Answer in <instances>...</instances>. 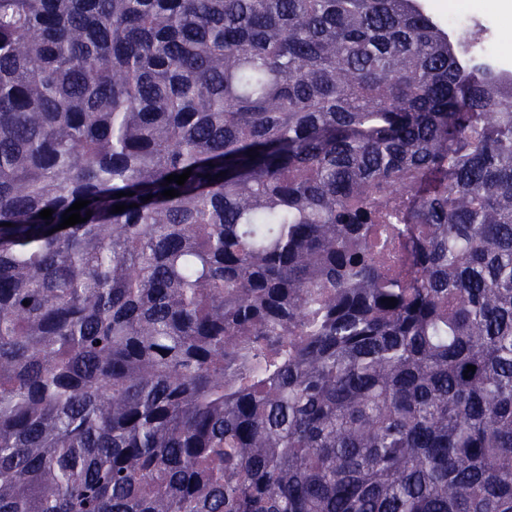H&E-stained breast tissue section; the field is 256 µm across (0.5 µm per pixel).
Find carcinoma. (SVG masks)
I'll list each match as a JSON object with an SVG mask.
<instances>
[{
  "label": "carcinoma",
  "mask_w": 512,
  "mask_h": 512,
  "mask_svg": "<svg viewBox=\"0 0 512 512\" xmlns=\"http://www.w3.org/2000/svg\"><path fill=\"white\" fill-rule=\"evenodd\" d=\"M0 512H512V77L417 0H0Z\"/></svg>",
  "instance_id": "carcinoma-1"
}]
</instances>
